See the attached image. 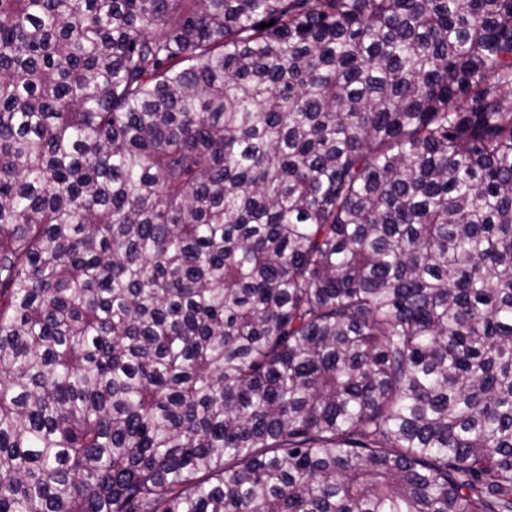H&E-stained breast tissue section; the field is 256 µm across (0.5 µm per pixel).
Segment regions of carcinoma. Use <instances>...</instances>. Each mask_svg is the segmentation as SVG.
Returning a JSON list of instances; mask_svg holds the SVG:
<instances>
[{
    "label": "carcinoma",
    "instance_id": "obj_1",
    "mask_svg": "<svg viewBox=\"0 0 512 512\" xmlns=\"http://www.w3.org/2000/svg\"><path fill=\"white\" fill-rule=\"evenodd\" d=\"M0 512H512V0H0Z\"/></svg>",
    "mask_w": 512,
    "mask_h": 512
}]
</instances>
